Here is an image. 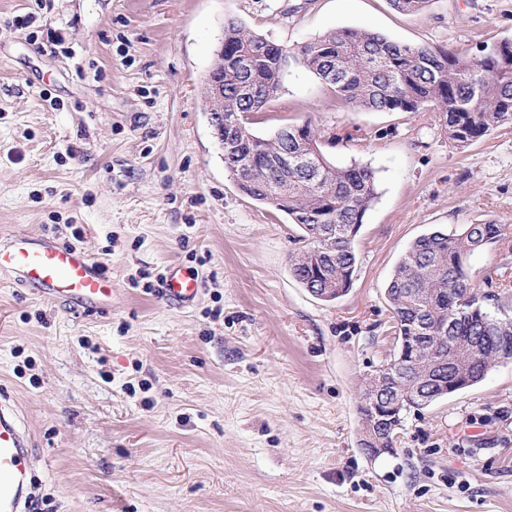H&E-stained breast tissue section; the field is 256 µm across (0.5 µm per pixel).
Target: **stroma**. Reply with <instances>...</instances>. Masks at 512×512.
Wrapping results in <instances>:
<instances>
[{
    "mask_svg": "<svg viewBox=\"0 0 512 512\" xmlns=\"http://www.w3.org/2000/svg\"><path fill=\"white\" fill-rule=\"evenodd\" d=\"M228 19L289 48L337 28L512 40V0H0V232L74 245L117 288L85 315L0 277V395L33 438L37 512H512V362L408 411L390 454H364L357 411L418 236L506 228L468 269L512 318V126L461 150L435 113L353 109L288 64L253 133L311 122L377 177L353 283L323 301L290 271L297 225L224 167L203 80ZM175 265L201 283L185 309L160 292Z\"/></svg>",
    "mask_w": 512,
    "mask_h": 512,
    "instance_id": "stroma-1",
    "label": "stroma"
}]
</instances>
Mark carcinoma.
<instances>
[{"mask_svg":"<svg viewBox=\"0 0 512 512\" xmlns=\"http://www.w3.org/2000/svg\"><path fill=\"white\" fill-rule=\"evenodd\" d=\"M397 11L416 14L428 0H390ZM324 81L354 109L388 112H435L448 140L466 149L491 132L512 125V66L498 67L492 50L477 55L451 49L398 44L362 29L339 28L283 51L233 19L224 24V111L259 112L276 92L286 59ZM303 149L319 167L313 182L285 166L283 155ZM261 152L265 165L239 188L249 197L286 213L302 231L303 249L289 255L295 279L307 291L331 301L350 288L356 269L354 239L377 198L376 172L363 165L339 167L320 146L310 122L288 126L263 139L247 131L224 143V154ZM503 236L497 224H467L458 234L440 230L416 238L403 252L388 282L396 354L383 364L388 390L399 395L418 384L426 396L441 395L437 377L448 373L475 380L500 356L498 339L512 337V319L487 312L471 283L468 258ZM448 324V339L437 347L422 345L410 357L405 342H420ZM444 364L434 368L437 357Z\"/></svg>","mask_w":512,"mask_h":512,"instance_id":"carcinoma-1","label":"carcinoma"}]
</instances>
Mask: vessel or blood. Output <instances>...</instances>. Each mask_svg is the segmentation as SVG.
I'll list each match as a JSON object with an SVG mask.
<instances>
[{
    "label": "vessel or blood",
    "instance_id": "vessel-or-blood-1",
    "mask_svg": "<svg viewBox=\"0 0 512 512\" xmlns=\"http://www.w3.org/2000/svg\"><path fill=\"white\" fill-rule=\"evenodd\" d=\"M0 274L16 285L35 289L46 301L84 311L108 308L115 287L98 262L86 252L53 237L33 238L13 232L0 241ZM197 277L180 267L168 269L162 295L182 308L193 305ZM30 431L12 404L0 401V512H30Z\"/></svg>",
    "mask_w": 512,
    "mask_h": 512
}]
</instances>
